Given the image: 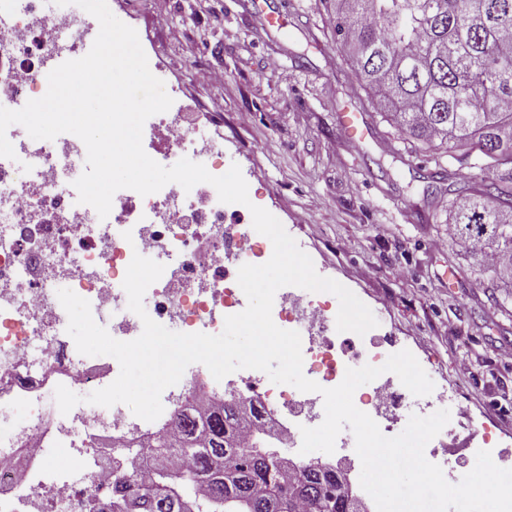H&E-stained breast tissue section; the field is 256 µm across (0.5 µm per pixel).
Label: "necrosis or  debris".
I'll return each mask as SVG.
<instances>
[{
	"label": "necrosis or debris",
	"instance_id": "obj_1",
	"mask_svg": "<svg viewBox=\"0 0 512 512\" xmlns=\"http://www.w3.org/2000/svg\"><path fill=\"white\" fill-rule=\"evenodd\" d=\"M12 2L0 0V13L13 17L12 24L0 26V51L14 61L11 69H0V89L35 98L42 92V62L56 37L68 35L72 58H81L84 31L93 21L76 23L46 12L44 0H25L18 12ZM146 125L154 139L167 144L169 155L205 157L211 174H223L222 150L187 113H159ZM7 137L16 157L0 158V405L10 407L0 416V512H82L88 488L112 489L114 467L104 464V454L123 455L132 441L146 446L161 423L142 420L122 404L81 403L69 413L59 411L57 385L88 394L104 381L101 357L81 355L65 334L68 316L58 286L88 300L95 321L112 337L133 340L143 324L127 317L122 283L138 253L165 267L146 292L150 318L176 332L216 335L226 316L247 306L237 283L239 267L263 264L268 252L246 225L227 223L210 184L187 192L171 183L147 196L122 189L102 220L91 206L78 203L73 186L86 168L84 143L64 133L28 145L15 125ZM336 316L331 300L304 289L275 294L274 323L299 332L303 372L326 388L340 384L347 368L380 366L389 357L373 336L338 332ZM226 391L206 366L197 365L163 391V414L171 416L185 398L220 399ZM230 391L259 399L263 423L278 433L282 447L298 452L301 464L314 463L313 455L300 451L301 429L322 423L321 395L267 386L253 369L243 371ZM402 396L398 377L385 373L358 392L354 403L390 432Z\"/></svg>",
	"mask_w": 512,
	"mask_h": 512
}]
</instances>
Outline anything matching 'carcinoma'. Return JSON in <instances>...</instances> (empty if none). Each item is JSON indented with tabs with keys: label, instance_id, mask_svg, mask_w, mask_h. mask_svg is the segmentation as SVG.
<instances>
[{
	"label": "carcinoma",
	"instance_id": "carcinoma-1",
	"mask_svg": "<svg viewBox=\"0 0 512 512\" xmlns=\"http://www.w3.org/2000/svg\"><path fill=\"white\" fill-rule=\"evenodd\" d=\"M336 42L366 97L410 152H433L436 175L477 169L489 178L450 190L451 232L477 240L493 256L481 274L490 288H509L512 302V0H321ZM242 419L225 403L186 402L174 427L156 435L150 465L116 479L111 512H129V485L140 493L134 512H234L224 467L248 512H276L271 502L347 512L336 472L296 470L278 483L271 456L242 447Z\"/></svg>",
	"mask_w": 512,
	"mask_h": 512
}]
</instances>
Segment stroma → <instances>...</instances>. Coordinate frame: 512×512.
Returning <instances> with one entry per match:
<instances>
[{
    "mask_svg": "<svg viewBox=\"0 0 512 512\" xmlns=\"http://www.w3.org/2000/svg\"><path fill=\"white\" fill-rule=\"evenodd\" d=\"M133 27L174 104L207 125L239 165L250 205L275 210L316 271L373 312L374 332L410 350L435 388L512 454V316L502 314L448 234L445 184L429 190L423 156L398 154L336 43L320 0H108ZM283 14L286 29L264 16ZM218 72L219 83L195 77ZM371 127L349 142L340 113ZM470 359L474 374L461 372Z\"/></svg>",
    "mask_w": 512,
    "mask_h": 512,
    "instance_id": "obj_1",
    "label": "stroma"
}]
</instances>
